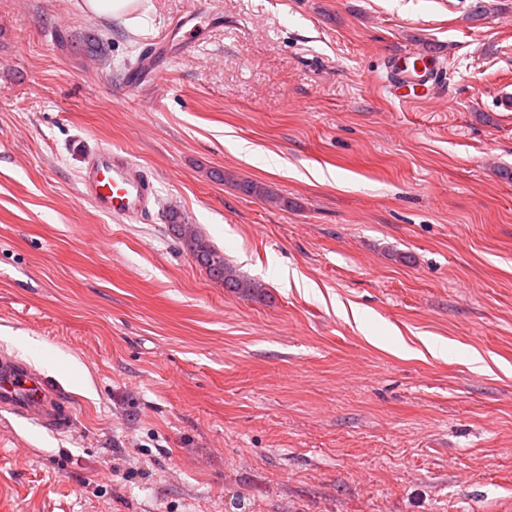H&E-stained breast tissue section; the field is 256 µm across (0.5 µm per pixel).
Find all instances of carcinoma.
I'll return each instance as SVG.
<instances>
[{"mask_svg": "<svg viewBox=\"0 0 512 512\" xmlns=\"http://www.w3.org/2000/svg\"><path fill=\"white\" fill-rule=\"evenodd\" d=\"M240 190L249 196L262 199L270 206L280 205L278 196L256 182L244 181L240 183ZM169 228L197 265L205 269L213 279L224 284V287L243 297L264 293L261 283L239 276L224 260L223 251L194 231L192 225L181 223L175 213L171 216Z\"/></svg>", "mask_w": 512, "mask_h": 512, "instance_id": "obj_1", "label": "carcinoma"}]
</instances>
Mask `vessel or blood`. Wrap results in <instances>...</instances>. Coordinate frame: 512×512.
Returning a JSON list of instances; mask_svg holds the SVG:
<instances>
[{
    "label": "vessel or blood",
    "mask_w": 512,
    "mask_h": 512,
    "mask_svg": "<svg viewBox=\"0 0 512 512\" xmlns=\"http://www.w3.org/2000/svg\"><path fill=\"white\" fill-rule=\"evenodd\" d=\"M433 57L410 50L388 66L387 87L401 100L412 92L432 93L437 86ZM84 195L103 213L136 221L148 212L154 197L147 174L123 152L106 149L89 156L81 174ZM0 409L55 429L67 428L61 392L29 365L0 357Z\"/></svg>",
    "instance_id": "vessel-or-blood-1"
}]
</instances>
